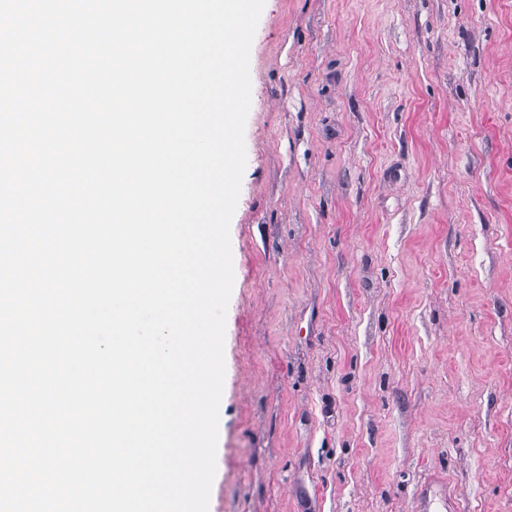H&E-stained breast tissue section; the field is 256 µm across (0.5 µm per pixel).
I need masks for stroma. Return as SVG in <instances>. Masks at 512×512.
<instances>
[{"mask_svg":"<svg viewBox=\"0 0 512 512\" xmlns=\"http://www.w3.org/2000/svg\"><path fill=\"white\" fill-rule=\"evenodd\" d=\"M209 512H512V0H266Z\"/></svg>","mask_w":512,"mask_h":512,"instance_id":"1","label":"stroma"}]
</instances>
